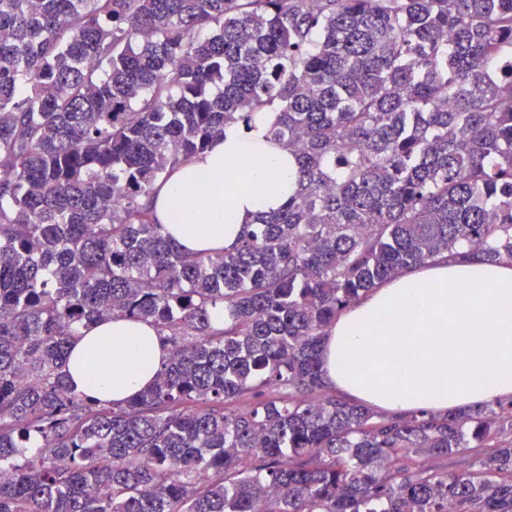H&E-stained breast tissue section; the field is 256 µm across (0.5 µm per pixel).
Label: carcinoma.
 Returning a JSON list of instances; mask_svg holds the SVG:
<instances>
[{
    "label": "carcinoma",
    "mask_w": 512,
    "mask_h": 512,
    "mask_svg": "<svg viewBox=\"0 0 512 512\" xmlns=\"http://www.w3.org/2000/svg\"><path fill=\"white\" fill-rule=\"evenodd\" d=\"M506 62L512 0H0V512H512V399L395 416L322 370L377 285L512 260ZM256 112L297 188L190 255L148 199ZM112 317L169 350L121 404L63 373Z\"/></svg>",
    "instance_id": "1"
}]
</instances>
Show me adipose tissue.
Returning <instances> with one entry per match:
<instances>
[{"label":"adipose tissue","mask_w":512,"mask_h":512,"mask_svg":"<svg viewBox=\"0 0 512 512\" xmlns=\"http://www.w3.org/2000/svg\"><path fill=\"white\" fill-rule=\"evenodd\" d=\"M272 113L230 124L223 137L157 183L156 218L186 252L231 249L245 225L297 186L285 146L268 139ZM168 350L146 322L113 318L71 342V387L120 402L145 389ZM325 380L337 395L404 413L465 410L512 397V260L443 258L387 281L327 328Z\"/></svg>","instance_id":"obj_1"}]
</instances>
